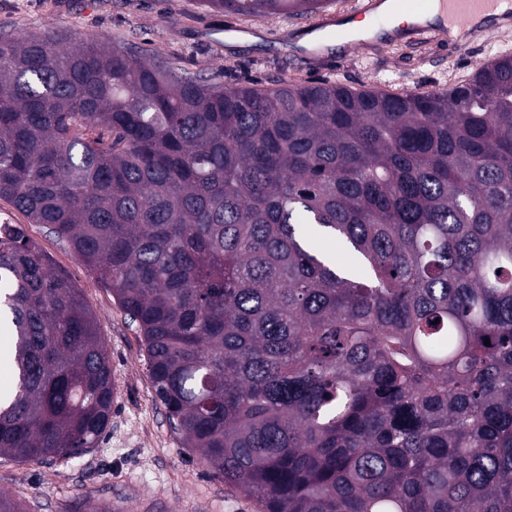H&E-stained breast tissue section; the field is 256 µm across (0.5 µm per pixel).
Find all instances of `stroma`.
Wrapping results in <instances>:
<instances>
[{
  "label": "stroma",
  "instance_id": "1",
  "mask_svg": "<svg viewBox=\"0 0 512 512\" xmlns=\"http://www.w3.org/2000/svg\"><path fill=\"white\" fill-rule=\"evenodd\" d=\"M311 21L308 15L221 13L196 0H0L2 35L145 43L189 71L210 76L228 70L267 86L330 80L391 91L444 89L512 49V27L483 25L472 30L462 53L443 37L413 41L403 30L388 40L291 57L289 47L319 40ZM0 224L21 228L79 288L98 319L116 387L112 423L97 448L65 467L1 459L0 490L20 498L28 512H59L70 499L78 500L77 512H99L118 498L123 512H263L260 503L213 478L199 452L185 447L153 389L138 333L68 243L5 200Z\"/></svg>",
  "mask_w": 512,
  "mask_h": 512
}]
</instances>
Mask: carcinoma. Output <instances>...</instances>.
<instances>
[{"label":"carcinoma","instance_id":"1","mask_svg":"<svg viewBox=\"0 0 512 512\" xmlns=\"http://www.w3.org/2000/svg\"><path fill=\"white\" fill-rule=\"evenodd\" d=\"M0 199L112 292L185 446L265 512H512L511 54L399 93L226 85L136 45L2 35ZM2 324L0 457L97 447V319L8 224Z\"/></svg>","mask_w":512,"mask_h":512}]
</instances>
